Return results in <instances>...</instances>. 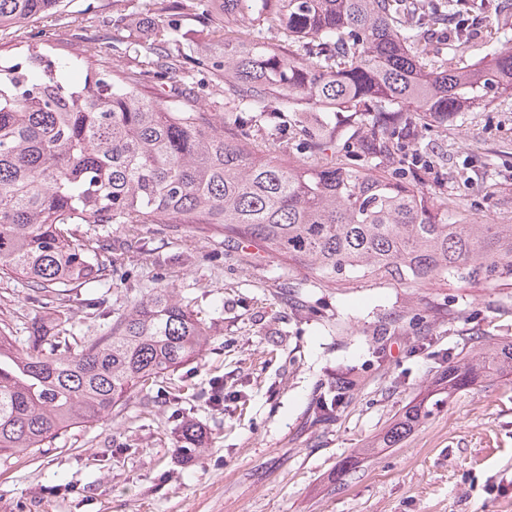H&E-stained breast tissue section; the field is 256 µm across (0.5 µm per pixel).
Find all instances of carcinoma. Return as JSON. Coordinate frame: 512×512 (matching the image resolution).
Here are the masks:
<instances>
[{
    "label": "carcinoma",
    "mask_w": 512,
    "mask_h": 512,
    "mask_svg": "<svg viewBox=\"0 0 512 512\" xmlns=\"http://www.w3.org/2000/svg\"><path fill=\"white\" fill-rule=\"evenodd\" d=\"M63 8L0 0V37L29 36L46 16L72 36L95 18L90 5ZM464 11L463 0H154L139 66H112L115 49L100 46L77 83L74 61L42 40L0 66V275L45 297L92 283L106 239L80 227L109 224H207L326 284L512 274V224L464 223L413 181L362 165L404 146L415 116L446 124L512 96V50L464 65L443 56L470 48L464 25L448 43L428 37ZM193 23L209 51L187 43ZM333 112L366 128L347 161L251 147L258 122L274 141L296 127L334 156ZM209 343L206 324L161 288L77 349L44 325L23 341L0 327V459L104 419ZM490 374L512 376V342L448 367L442 390ZM441 402L430 393L410 406L379 445L395 447Z\"/></svg>",
    "instance_id": "carcinoma-1"
}]
</instances>
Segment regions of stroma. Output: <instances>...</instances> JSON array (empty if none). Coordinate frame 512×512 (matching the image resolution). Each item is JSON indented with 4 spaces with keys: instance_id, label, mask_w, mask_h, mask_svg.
Instances as JSON below:
<instances>
[{
    "instance_id": "1",
    "label": "stroma",
    "mask_w": 512,
    "mask_h": 512,
    "mask_svg": "<svg viewBox=\"0 0 512 512\" xmlns=\"http://www.w3.org/2000/svg\"><path fill=\"white\" fill-rule=\"evenodd\" d=\"M64 43L82 55L131 37L114 0ZM479 39L473 62L512 49V0H466ZM419 156L418 182L466 221L512 224V98L449 125L416 122L405 156L369 160L397 177ZM105 270L64 297L0 279V321L75 338L154 288L198 312L213 339L203 356L135 389L105 420L0 462V512H512V377L463 388L401 444L366 447L431 391L449 366L492 340H512V275L439 278L422 287L362 280L323 285L309 269L243 257L201 224H111ZM353 379L325 416L320 396ZM203 431L184 449L177 420Z\"/></svg>"
}]
</instances>
